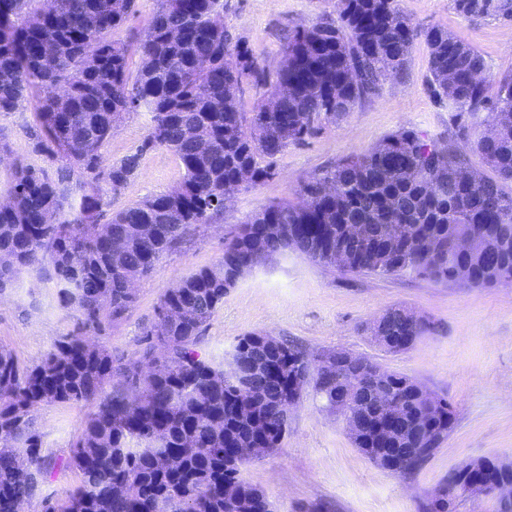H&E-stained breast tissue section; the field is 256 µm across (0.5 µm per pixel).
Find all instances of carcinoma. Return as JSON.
I'll list each match as a JSON object with an SVG mask.
<instances>
[{"mask_svg":"<svg viewBox=\"0 0 512 512\" xmlns=\"http://www.w3.org/2000/svg\"><path fill=\"white\" fill-rule=\"evenodd\" d=\"M136 0H0V112H15L36 98V126L30 128L36 152L56 167L15 169L6 198L12 211L0 210V291L15 287L20 275L33 272L57 288V302L77 317L74 332L56 340L38 364L22 366L0 350V512H15L18 501L32 500L55 469L77 470L80 484L62 503L44 502L42 512H273L271 503L242 477L244 462L224 456V439L245 441L262 424L267 447L281 448L288 431V384L265 377V363L302 372L306 354L265 334L239 338L230 357L249 370L247 387L224 377V363L196 351L204 326L237 284L238 269L294 251L327 264L336 233L345 224H362L365 236L351 245L345 272L386 276L411 271L437 282L457 283L465 264L464 284L490 287L512 277V75L502 77L495 95L485 81L453 84L448 68L485 69L482 55L447 29H414L396 0H338L336 17L288 31L283 62L276 72L260 65L246 37L216 29L212 17L224 13V0H201L193 15L178 11L176 0H157L152 20L134 43L107 39L133 13ZM465 19L512 20V0H453ZM196 30L199 40L177 43L178 28ZM43 35L56 46L41 60L21 44ZM428 47V89L448 105L456 124V141L442 144L413 129H401L370 151L343 158L305 180L301 195L316 200L337 191L322 234L327 244L291 238L300 221L299 207L286 201L266 207L224 245L223 259L181 278L155 307V324L143 332L142 359L129 361L95 345L120 320L136 297L127 282L146 277L167 254L177 250L190 229L212 224L224 211L217 190L251 167L252 185L274 175L273 160L290 145L305 143L324 123L351 111L374 95L391 75L401 73L413 41ZM309 39L320 42L305 83L273 112L259 106L240 109L248 88L272 93L286 74L295 48ZM375 41L378 57L364 46ZM98 62L85 64L90 44ZM139 57L136 72L129 59ZM225 70L229 87L212 74ZM355 73L352 82L327 81L329 72ZM71 87L59 103L52 89ZM150 115L140 147L100 169L101 150L112 136L114 109L125 104ZM486 114L491 135L470 140V130ZM192 128L210 132L201 151L188 135ZM156 147L172 151L183 168L181 196L165 193L140 201L107 222L110 246L99 245L97 225L84 215L103 218L102 186L116 195L137 175L142 153ZM495 172L479 175L467 149ZM85 181L72 184L75 170ZM495 209L497 222L474 230V250L463 258L451 251L460 227L480 223L482 211ZM53 212L56 224H27L24 218ZM412 227L406 239L396 223ZM108 294L112 303L98 305ZM396 336L419 337L422 321L407 322L404 311L388 312ZM416 382L385 372L384 388L408 407L411 420L430 426V440L405 435L400 474L421 468L448 437L453 422L448 409L431 417L418 415L411 388ZM45 403H81L90 409L83 433L66 458L42 454L34 427V410ZM169 452L179 455L173 468L159 464ZM468 464L448 471L442 484H467ZM233 482L239 502L224 497Z\"/></svg>","mask_w":512,"mask_h":512,"instance_id":"cac0c4a2","label":"carcinoma"}]
</instances>
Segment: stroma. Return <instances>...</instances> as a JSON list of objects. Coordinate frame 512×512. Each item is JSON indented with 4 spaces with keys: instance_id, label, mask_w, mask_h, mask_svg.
<instances>
[{
    "instance_id": "35a3bbf8",
    "label": "stroma",
    "mask_w": 512,
    "mask_h": 512,
    "mask_svg": "<svg viewBox=\"0 0 512 512\" xmlns=\"http://www.w3.org/2000/svg\"><path fill=\"white\" fill-rule=\"evenodd\" d=\"M418 29H448L486 61L484 78L495 90L512 74V22L469 20L452 0H398ZM336 0H224L226 28L247 37L260 62L277 70L286 30L334 13ZM428 49L416 38L403 74L385 81L378 93L339 120L323 125L305 144L289 146L275 162L273 178L235 193L216 224L192 232L163 257L137 286V300L98 342L113 356L140 358L142 333L154 323L161 296L177 279L217 264L224 243L255 213L282 201L299 203L303 181L340 159L366 152L400 129L447 142L453 115L429 92ZM33 107L0 113V191L8 188L15 165L42 167L27 133ZM146 112L125 116L102 150L103 166L134 152L148 128ZM178 158L165 148L146 151L139 172L119 195L107 196L111 214L145 197L170 191L182 180ZM57 290L34 274H22L15 288L0 294V348L24 365L41 362L59 336L76 328L61 309ZM393 308L421 316L430 329L408 349L391 353L374 344L364 327ZM298 343L308 359L331 350L364 357L399 372L448 400L455 420L447 439L418 471L401 475L371 462L357 448L345 422L320 408L305 390L289 413L280 449L251 460L244 477L256 485L275 512H305L321 503L325 512H419L426 495L448 470L470 459L512 458V286L475 288L434 282L403 272L389 276L345 274L296 252L277 255L245 274L224 298L201 333L202 357L228 360L236 341L248 333ZM89 413L75 403H48L34 413L43 451L67 457Z\"/></svg>"
}]
</instances>
